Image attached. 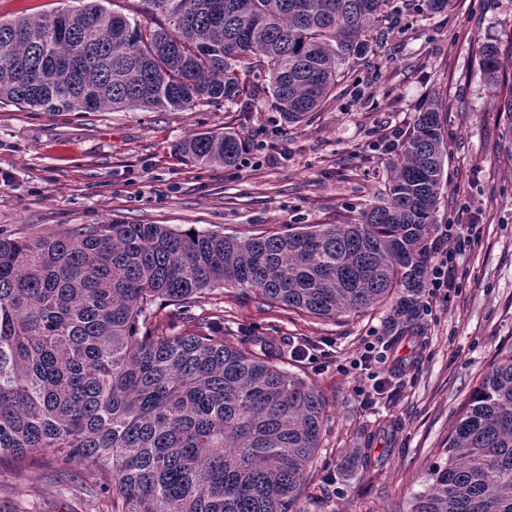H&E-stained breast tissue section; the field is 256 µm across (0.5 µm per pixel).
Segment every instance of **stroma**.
<instances>
[{
  "mask_svg": "<svg viewBox=\"0 0 512 512\" xmlns=\"http://www.w3.org/2000/svg\"><path fill=\"white\" fill-rule=\"evenodd\" d=\"M512 31V0H454L403 18L309 122L285 123L270 97L187 111L35 112L0 107V237L82 224H166L246 235L283 224H337L375 202L395 131L435 102L447 112L439 224L480 225L456 260L448 301L424 296L425 344L393 343L385 309L317 319L217 288L199 308L224 333L280 344L284 369L320 390L328 426L302 512H406L445 463L448 433L495 356L512 348V162L499 155L497 91L479 47ZM234 127L248 150L231 167L185 162L175 146ZM377 352L363 362L367 344ZM101 477L47 459L0 468V512H100Z\"/></svg>",
  "mask_w": 512,
  "mask_h": 512,
  "instance_id": "stroma-1",
  "label": "stroma"
}]
</instances>
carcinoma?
<instances>
[{
  "label": "carcinoma",
  "instance_id": "obj_1",
  "mask_svg": "<svg viewBox=\"0 0 512 512\" xmlns=\"http://www.w3.org/2000/svg\"><path fill=\"white\" fill-rule=\"evenodd\" d=\"M106 0L0 20V104L37 112L186 110L256 93L300 124L401 15L452 0ZM500 90L512 159V34L480 48ZM446 117L418 113L378 203L346 224L247 236L166 224H83L0 238V465L50 455L106 477V512H292L326 404L274 349L189 315L214 288L318 319L387 308L389 336H420L429 238L445 184ZM241 132L196 133L178 153L235 164ZM409 512H512V349L448 434Z\"/></svg>",
  "mask_w": 512,
  "mask_h": 512
}]
</instances>
